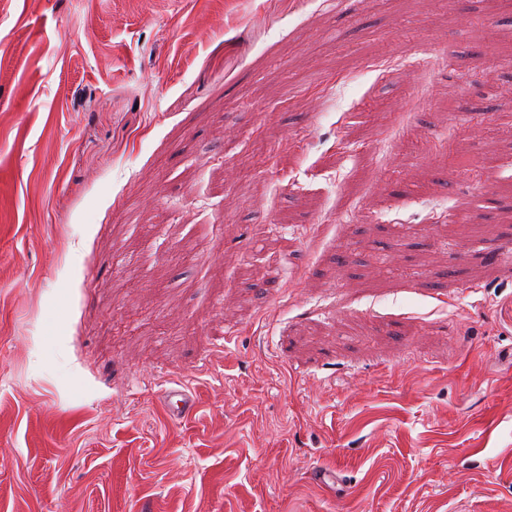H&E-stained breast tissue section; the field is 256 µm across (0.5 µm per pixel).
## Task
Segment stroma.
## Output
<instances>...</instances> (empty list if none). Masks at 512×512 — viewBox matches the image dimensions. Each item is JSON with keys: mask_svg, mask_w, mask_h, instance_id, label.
I'll list each match as a JSON object with an SVG mask.
<instances>
[{"mask_svg": "<svg viewBox=\"0 0 512 512\" xmlns=\"http://www.w3.org/2000/svg\"><path fill=\"white\" fill-rule=\"evenodd\" d=\"M510 214L512 0H0V512H512ZM161 398L169 415L173 418H186L193 412V400L188 391L180 385L163 389Z\"/></svg>", "mask_w": 512, "mask_h": 512, "instance_id": "1", "label": "stroma"}]
</instances>
